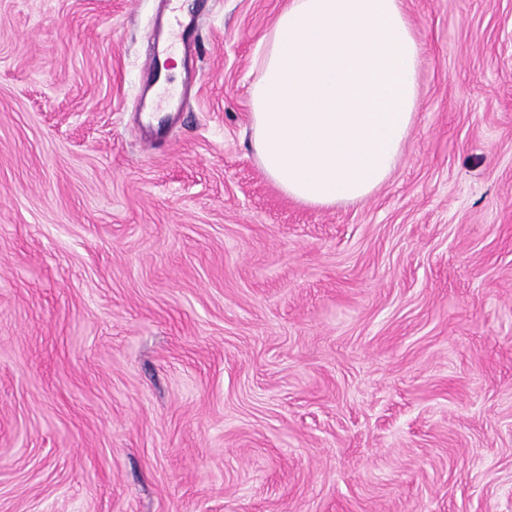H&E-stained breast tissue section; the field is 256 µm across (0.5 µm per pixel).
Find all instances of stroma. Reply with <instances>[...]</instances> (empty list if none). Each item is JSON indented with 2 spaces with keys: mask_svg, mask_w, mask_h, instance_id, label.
I'll return each mask as SVG.
<instances>
[{
  "mask_svg": "<svg viewBox=\"0 0 512 512\" xmlns=\"http://www.w3.org/2000/svg\"><path fill=\"white\" fill-rule=\"evenodd\" d=\"M0 0V512H512V0H403L392 176L251 147L285 0Z\"/></svg>",
  "mask_w": 512,
  "mask_h": 512,
  "instance_id": "stroma-1",
  "label": "stroma"
}]
</instances>
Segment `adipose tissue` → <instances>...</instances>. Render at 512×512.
Wrapping results in <instances>:
<instances>
[{"instance_id": "adipose-tissue-1", "label": "adipose tissue", "mask_w": 512, "mask_h": 512, "mask_svg": "<svg viewBox=\"0 0 512 512\" xmlns=\"http://www.w3.org/2000/svg\"><path fill=\"white\" fill-rule=\"evenodd\" d=\"M264 43L251 129L265 174L307 206L365 200L417 111L423 47L402 0H289Z\"/></svg>"}]
</instances>
